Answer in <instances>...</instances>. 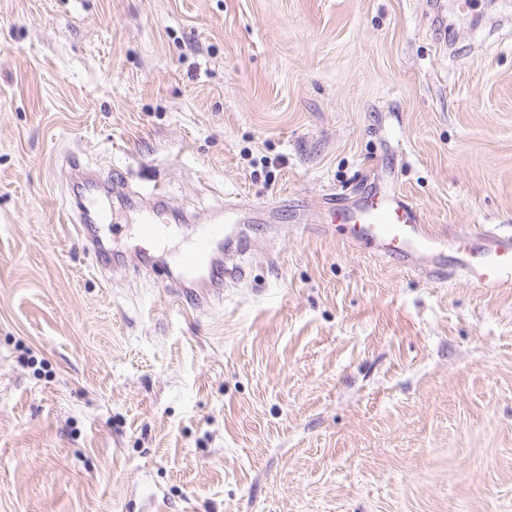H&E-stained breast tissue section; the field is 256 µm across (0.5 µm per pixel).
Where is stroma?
<instances>
[{
  "label": "stroma",
  "mask_w": 512,
  "mask_h": 512,
  "mask_svg": "<svg viewBox=\"0 0 512 512\" xmlns=\"http://www.w3.org/2000/svg\"><path fill=\"white\" fill-rule=\"evenodd\" d=\"M0 0V512H512V292L321 223L378 173L435 231L512 227V0ZM118 169L185 222L93 196ZM243 207L200 310L186 222ZM153 204L148 214L143 218L140 232L143 237L156 239L168 232V224H164L163 215L169 203L168 191L164 186H154L150 192ZM223 224H198L190 235L187 245L182 249L173 268H168L163 288H167L172 297L179 301L186 296L194 299L197 308H202L214 301H221L224 295V281L241 282L247 278V269L244 266H225L223 281L217 283L215 288L193 290L187 287L194 282V278L208 268H213L214 245L223 239L228 241L233 235V225L237 218L232 209L224 213Z\"/></svg>",
  "instance_id": "35a3bbf8"
}]
</instances>
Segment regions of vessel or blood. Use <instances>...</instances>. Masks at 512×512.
I'll return each instance as SVG.
<instances>
[{"label": "vessel or blood", "instance_id": "1", "mask_svg": "<svg viewBox=\"0 0 512 512\" xmlns=\"http://www.w3.org/2000/svg\"><path fill=\"white\" fill-rule=\"evenodd\" d=\"M153 204L140 226L142 236L156 239L165 236L168 226L163 220L169 203L165 187H153ZM330 223L344 227L349 239L364 245L380 258L413 269L429 263L433 276L445 278L449 272L443 261L448 245H455L459 254L458 268L477 288L512 289V231L496 228L485 230L489 247L472 249L466 236L455 239L435 233L424 224L419 209L397 190L378 182L370 183L362 196L349 203H338L328 211ZM237 218L234 210H226L220 224H201L192 232L173 268L163 281L174 299L193 297L196 307L222 300L224 283L241 282L247 277L246 267H225L221 285L201 290L191 289L194 278L213 265L216 243L230 239Z\"/></svg>", "mask_w": 512, "mask_h": 512}]
</instances>
